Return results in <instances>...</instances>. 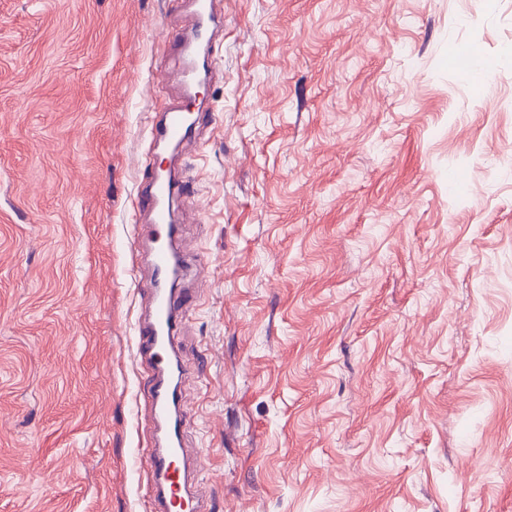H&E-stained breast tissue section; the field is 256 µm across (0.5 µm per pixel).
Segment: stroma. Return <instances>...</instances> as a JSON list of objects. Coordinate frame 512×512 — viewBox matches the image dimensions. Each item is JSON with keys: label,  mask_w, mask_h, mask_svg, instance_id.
I'll use <instances>...</instances> for the list:
<instances>
[{"label": "stroma", "mask_w": 512, "mask_h": 512, "mask_svg": "<svg viewBox=\"0 0 512 512\" xmlns=\"http://www.w3.org/2000/svg\"><path fill=\"white\" fill-rule=\"evenodd\" d=\"M215 6L168 159L181 0H0V512H149L130 238L172 165L215 512H512V0ZM190 17V24L173 41L165 29L159 40L166 44L180 59L179 84L181 92L169 101L159 119L150 128L151 141L156 146L175 149L185 143L197 128L193 102L197 89L206 82L210 69L209 45L212 34L224 19L218 16L213 0H183Z\"/></svg>", "instance_id": "obj_1"}]
</instances>
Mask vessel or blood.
<instances>
[{"instance_id": "b4317fda", "label": "vessel or blood", "mask_w": 512, "mask_h": 512, "mask_svg": "<svg viewBox=\"0 0 512 512\" xmlns=\"http://www.w3.org/2000/svg\"><path fill=\"white\" fill-rule=\"evenodd\" d=\"M183 2L190 17L188 27L174 38L167 31L159 33L160 41L169 45L181 64V92L166 104L150 128L152 142L167 149L185 143L197 128L193 103L198 88L208 77L212 34L224 23L214 9V0ZM180 191L178 180L168 173L150 176L140 201L145 222L132 237L133 247L147 253L152 269L151 277L141 289L148 302V313L136 321L133 339L136 354L149 373L148 403L152 419L167 438L162 447L137 454L136 463L147 474V495L154 512H211L191 489L185 450L181 446L184 372L176 348L182 315L197 300L198 291L194 288L174 291L165 286L177 255L171 203Z\"/></svg>"}]
</instances>
